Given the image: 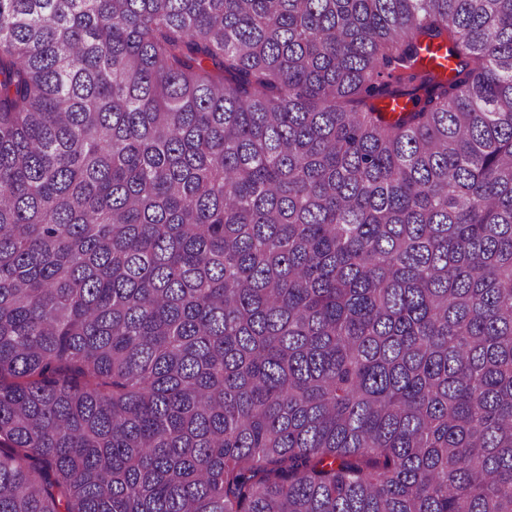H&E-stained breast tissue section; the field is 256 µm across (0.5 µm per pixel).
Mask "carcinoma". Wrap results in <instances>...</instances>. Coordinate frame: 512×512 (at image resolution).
<instances>
[{
	"label": "carcinoma",
	"mask_w": 512,
	"mask_h": 512,
	"mask_svg": "<svg viewBox=\"0 0 512 512\" xmlns=\"http://www.w3.org/2000/svg\"><path fill=\"white\" fill-rule=\"evenodd\" d=\"M0 512H512V0H0Z\"/></svg>",
	"instance_id": "cac0c4a2"
}]
</instances>
